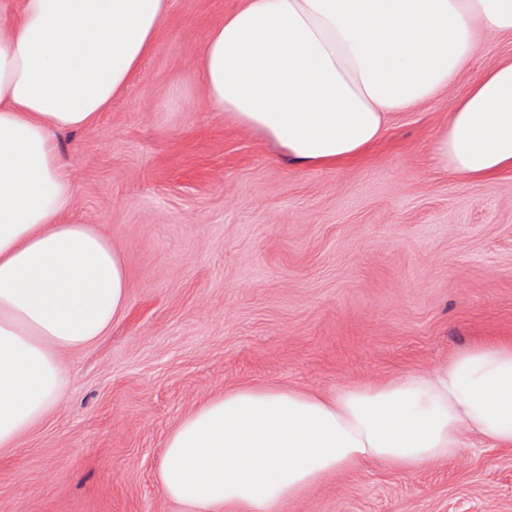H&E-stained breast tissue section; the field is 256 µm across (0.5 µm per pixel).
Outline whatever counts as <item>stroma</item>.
<instances>
[{
  "instance_id": "35a3bbf8",
  "label": "stroma",
  "mask_w": 512,
  "mask_h": 512,
  "mask_svg": "<svg viewBox=\"0 0 512 512\" xmlns=\"http://www.w3.org/2000/svg\"><path fill=\"white\" fill-rule=\"evenodd\" d=\"M236 5L171 0L126 91L59 137L76 185L65 219L111 240L129 301L108 336L65 354L58 406L0 449V512H184L155 463L204 399L250 383L327 393L512 340V171L476 182L429 162L512 36L392 113L361 157L306 168L204 102L198 47ZM288 512H512V447L472 440L416 473L362 465Z\"/></svg>"
}]
</instances>
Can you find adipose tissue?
Here are the masks:
<instances>
[{"mask_svg":"<svg viewBox=\"0 0 512 512\" xmlns=\"http://www.w3.org/2000/svg\"><path fill=\"white\" fill-rule=\"evenodd\" d=\"M170 0H18L0 13V447L68 392L62 356L106 336L128 304L123 259L63 216L75 181L56 136L87 129L120 96L166 24ZM512 34V0H239L199 46L205 102L304 167L360 156L389 113L448 88L483 42ZM434 170H512V60L458 100ZM512 447V342L433 370L321 395L241 385L167 434L155 479L185 512H286L363 463L415 473L467 436Z\"/></svg>","mask_w":512,"mask_h":512,"instance_id":"adipose-tissue-1","label":"adipose tissue"}]
</instances>
